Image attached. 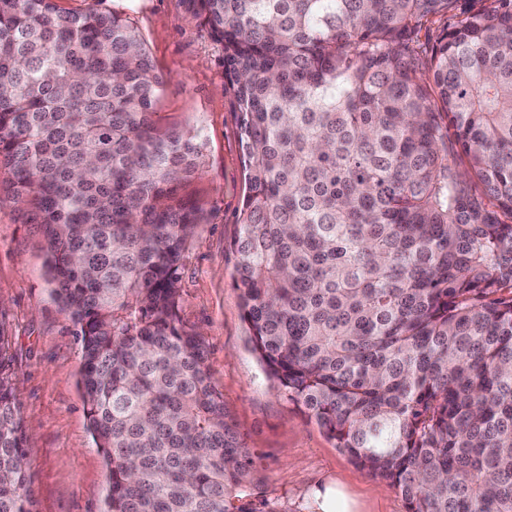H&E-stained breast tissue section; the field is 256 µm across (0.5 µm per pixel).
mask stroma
<instances>
[{
	"instance_id": "35a3bbf8",
	"label": "stroma",
	"mask_w": 512,
	"mask_h": 512,
	"mask_svg": "<svg viewBox=\"0 0 512 512\" xmlns=\"http://www.w3.org/2000/svg\"><path fill=\"white\" fill-rule=\"evenodd\" d=\"M64 12L122 15L164 79L159 126L197 132L204 168L184 192L198 224L179 269L178 315L201 334L213 383L253 459L252 491L271 512H308L316 483L340 482L360 512H407L270 379L253 352L234 285L233 242L249 192L239 114L225 89L223 50L183 0H55ZM40 235L0 203V327L17 373L37 512H104L108 472L88 431L79 385L81 342L52 294Z\"/></svg>"
}]
</instances>
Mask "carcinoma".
Segmentation results:
<instances>
[{
	"instance_id": "cac0c4a2",
	"label": "carcinoma",
	"mask_w": 512,
	"mask_h": 512,
	"mask_svg": "<svg viewBox=\"0 0 512 512\" xmlns=\"http://www.w3.org/2000/svg\"><path fill=\"white\" fill-rule=\"evenodd\" d=\"M187 0L222 45L235 243L270 377L408 512H512V0ZM448 25L420 39L436 17ZM117 13L0 0V192L81 340L105 512H259L177 313L198 135ZM0 335V512H33Z\"/></svg>"
}]
</instances>
